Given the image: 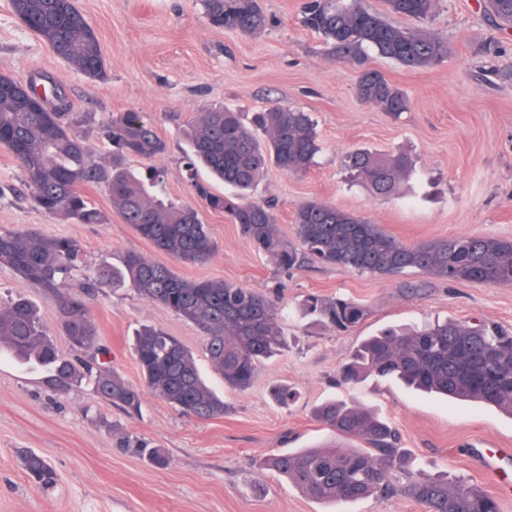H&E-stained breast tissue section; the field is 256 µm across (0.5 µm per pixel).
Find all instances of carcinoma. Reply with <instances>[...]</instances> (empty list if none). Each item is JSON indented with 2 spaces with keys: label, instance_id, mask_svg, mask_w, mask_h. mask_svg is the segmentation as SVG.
<instances>
[{
  "label": "carcinoma",
  "instance_id": "obj_1",
  "mask_svg": "<svg viewBox=\"0 0 512 512\" xmlns=\"http://www.w3.org/2000/svg\"><path fill=\"white\" fill-rule=\"evenodd\" d=\"M202 2L206 18L216 28L256 36L268 25L259 0ZM382 4L381 10H366L358 0H304L301 23L321 37L328 53L348 61L364 60L373 51L414 70L448 57V46L429 31L389 21L397 15L425 22L432 17L436 0ZM484 7L500 28L512 29V0H485ZM12 8L59 59L92 80H107L99 40L75 0H12ZM354 92L360 101L395 119L410 107L407 94L376 70L360 72ZM44 94L52 111L23 120L20 111L36 102L37 85L0 75V146L23 171L35 206L74 224H106L111 216L91 206L83 193L86 186L103 185L123 223L157 251L187 265L208 262L216 246L197 209L166 197L158 170L143 179L125 164L130 156L152 159L166 152L153 125L134 112L112 117L104 126L112 147V163L105 166L92 159L86 138L78 131L90 117L70 111L57 90L46 89ZM185 137L183 165L195 195L238 225L250 245L280 272L307 263L341 266L373 277H396L414 269L448 284H512V240L465 234L409 245L377 224L316 200L296 207L295 237L283 235L273 206L255 198V192L271 166L296 174L316 163L321 143L309 112L279 102L249 117L230 107L213 108L197 113ZM201 167L231 192H212L198 179ZM344 167L352 179L387 198L411 175L414 160L406 153L357 148L345 155ZM0 268L54 299L71 351L59 349L40 310L22 295L0 302V350L39 374L48 389L66 394L87 384L128 415L139 413L146 393L193 419L220 417L227 406L203 378L193 353L162 328L146 327L134 336L143 387L125 382L101 361L110 352L96 342L90 303L105 283L127 286L198 327L206 336L209 364L228 387H250L263 364L286 345L280 309L270 295L223 279L188 280L137 253L126 254L117 265L90 269L81 244L71 237L1 228ZM303 307L338 331L367 317V309L348 298L309 296ZM340 374L346 383L391 377L408 388L472 399L512 415V330L455 319L390 327L357 345ZM270 393L283 406L297 397L282 384L273 385ZM313 417L360 445L305 448L264 460V466L309 498L343 504L403 496L417 502L423 512H499L496 497L482 489L450 481L446 474L425 477L414 471L411 458L398 447L395 429L372 411L329 400L314 409ZM20 462L34 485L56 484L55 470L40 455L25 452Z\"/></svg>",
  "mask_w": 512,
  "mask_h": 512
}]
</instances>
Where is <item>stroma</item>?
Masks as SVG:
<instances>
[{"label":"stroma","instance_id":"35a3bbf8","mask_svg":"<svg viewBox=\"0 0 512 512\" xmlns=\"http://www.w3.org/2000/svg\"><path fill=\"white\" fill-rule=\"evenodd\" d=\"M302 0H261L270 20L258 36L209 24L201 0H76L95 29L108 78L93 81L69 67L0 0V74L37 77L55 85L72 111L92 116L87 145L92 157L111 163L101 129L112 116L138 113L154 126L167 152L128 158L130 169H158L167 194L197 204L183 168L184 126L215 106L254 112L275 100L314 114L322 150L303 174L269 168L257 196L276 204L280 231L293 235V212L321 200L366 217L407 244L463 234L512 239V29L495 26L481 0H437L426 29L445 41L448 58L429 69H407L372 54L369 68L404 90L410 109L393 119L360 102L359 70L326 54L320 37L300 22ZM366 147L406 152L416 169L400 193L375 197L348 180L345 155ZM216 242L204 264L172 262L120 218L107 224H73L38 210L12 155L0 149V229L32 228L79 240L89 266L118 262L128 252L172 265L189 280L224 279L264 293L280 290L288 312L280 325L288 346L268 361L254 383L239 391L219 378L211 383L229 411L210 420L181 416L145 396L128 417L82 387L59 395L37 375L0 359V512H422L404 497L343 505L317 502L270 470L264 458L334 443L313 417L316 406L342 399L390 420L399 446L422 473L447 474L491 492L500 512H512V494L485 471L474 448H512V416L488 405L406 391L391 379L346 384L340 368L365 337L389 325L479 319L512 326V285L376 278L338 266L303 265L277 272L223 213L201 208ZM419 283L417 292L406 285ZM347 296L368 309L356 327L336 331L296 314L308 295ZM22 295L36 304L60 349L68 340L58 308L40 289L0 269V298ZM97 341L125 382L140 385L130 344L151 325L178 337L203 373L211 368L205 338L194 325L127 288L104 285L91 304ZM294 387L299 397L282 407L273 384ZM166 451L154 465L148 450L124 447L125 437ZM43 456L57 474L48 490L33 486L18 452Z\"/></svg>","mask_w":512,"mask_h":512}]
</instances>
